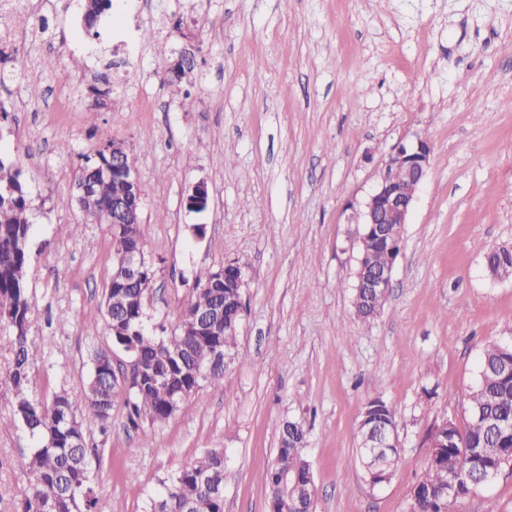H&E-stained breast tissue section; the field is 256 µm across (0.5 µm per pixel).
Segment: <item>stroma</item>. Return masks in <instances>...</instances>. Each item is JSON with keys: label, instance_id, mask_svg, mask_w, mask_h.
Here are the masks:
<instances>
[{"label": "stroma", "instance_id": "35a3bbf8", "mask_svg": "<svg viewBox=\"0 0 512 512\" xmlns=\"http://www.w3.org/2000/svg\"><path fill=\"white\" fill-rule=\"evenodd\" d=\"M123 23L84 33L83 11L46 9L49 29L18 33L26 75L0 82V151L34 208L27 289L41 357L30 397L82 398L96 352L130 360L100 314L112 274L105 224L85 223L75 169L105 144L133 155L153 280L146 321L177 326L204 269L241 267L244 313L222 391L201 385L169 420H128L125 393L107 432L85 434L89 469L112 512H144L186 462L224 449V512H267L259 474L284 421L306 433L316 512H407L424 436L464 424L481 349L512 342V280L491 279L487 251L512 245V0H117ZM153 39H145V32ZM194 50L193 75L167 70ZM107 74L112 102L90 88ZM193 107H183L184 97ZM426 139L382 313L354 317L361 225L350 204L376 187L399 143ZM205 182V211L186 197ZM396 408L402 446L373 487L357 455L368 399ZM0 389V512H16L33 443ZM512 512L502 471L451 512Z\"/></svg>", "mask_w": 512, "mask_h": 512}]
</instances>
